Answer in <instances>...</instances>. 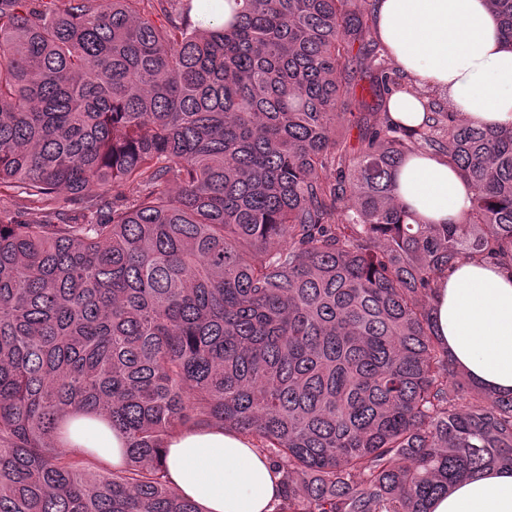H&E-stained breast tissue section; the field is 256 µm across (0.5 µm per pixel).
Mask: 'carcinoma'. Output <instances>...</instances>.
Returning a JSON list of instances; mask_svg holds the SVG:
<instances>
[{
    "label": "carcinoma",
    "instance_id": "cac0c4a2",
    "mask_svg": "<svg viewBox=\"0 0 512 512\" xmlns=\"http://www.w3.org/2000/svg\"><path fill=\"white\" fill-rule=\"evenodd\" d=\"M224 2L206 25L193 0H0V188L41 214L0 197V512H204L161 464L195 427L275 463L274 512H429L512 469V396L474 387L431 317L459 258L512 265V128L436 97L394 124L403 75L353 53L370 0ZM489 2L512 46V0ZM427 151L474 191L457 224L396 198ZM94 415L118 467L64 449Z\"/></svg>",
    "mask_w": 512,
    "mask_h": 512
}]
</instances>
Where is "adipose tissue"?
I'll return each mask as SVG.
<instances>
[{
	"label": "adipose tissue",
	"mask_w": 512,
	"mask_h": 512,
	"mask_svg": "<svg viewBox=\"0 0 512 512\" xmlns=\"http://www.w3.org/2000/svg\"><path fill=\"white\" fill-rule=\"evenodd\" d=\"M374 29L404 75L392 93L394 122L416 127L429 95L466 121L512 128V48L488 0H377ZM397 193L431 224L457 223L472 187L433 154L407 157ZM437 333L449 356L482 389L512 393V269L459 260L433 302ZM171 482L206 512H272L282 477L247 437L218 427L183 431L164 457ZM431 512H512V471L486 470L432 501Z\"/></svg>",
	"instance_id": "obj_1"
}]
</instances>
